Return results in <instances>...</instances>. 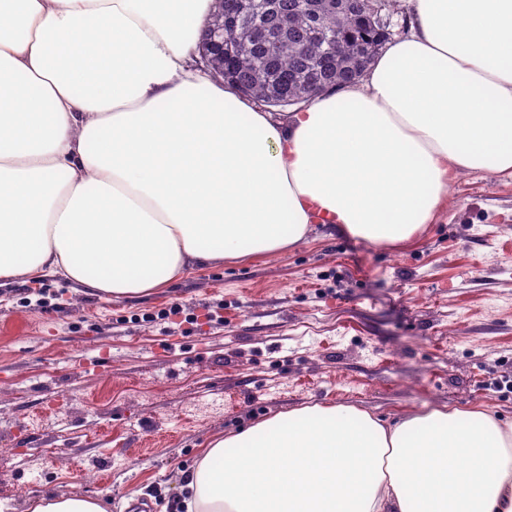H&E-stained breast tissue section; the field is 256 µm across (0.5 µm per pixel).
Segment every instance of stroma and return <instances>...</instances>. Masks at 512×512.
Instances as JSON below:
<instances>
[{
  "instance_id": "1",
  "label": "stroma",
  "mask_w": 512,
  "mask_h": 512,
  "mask_svg": "<svg viewBox=\"0 0 512 512\" xmlns=\"http://www.w3.org/2000/svg\"><path fill=\"white\" fill-rule=\"evenodd\" d=\"M324 402L512 422V178L459 174L411 244L318 224L159 295L0 288V512L46 492L171 512L201 442Z\"/></svg>"
}]
</instances>
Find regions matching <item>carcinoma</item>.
Listing matches in <instances>:
<instances>
[{
    "label": "carcinoma",
    "mask_w": 512,
    "mask_h": 512,
    "mask_svg": "<svg viewBox=\"0 0 512 512\" xmlns=\"http://www.w3.org/2000/svg\"><path fill=\"white\" fill-rule=\"evenodd\" d=\"M293 16L294 32L306 33L317 27L332 37L312 40L301 50L280 48L274 60L264 51L246 44V32L214 14L213 23L224 24V43L243 47L233 60L224 61L223 80L235 83L245 94L258 97L263 88L288 77V98L306 92V85L323 81L329 87L352 83L360 70L370 65L387 41L371 21L370 4L364 0H274Z\"/></svg>",
    "instance_id": "1"
}]
</instances>
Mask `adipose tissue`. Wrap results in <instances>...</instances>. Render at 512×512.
Returning <instances> with one entry per match:
<instances>
[{
	"mask_svg": "<svg viewBox=\"0 0 512 512\" xmlns=\"http://www.w3.org/2000/svg\"><path fill=\"white\" fill-rule=\"evenodd\" d=\"M401 2L357 82L268 112L193 65L214 0H0V282L133 299L317 220L406 244L458 173L512 177V0ZM198 454L186 512H512L481 406L308 405Z\"/></svg>",
	"mask_w": 512,
	"mask_h": 512,
	"instance_id": "adipose-tissue-1",
	"label": "adipose tissue"
}]
</instances>
